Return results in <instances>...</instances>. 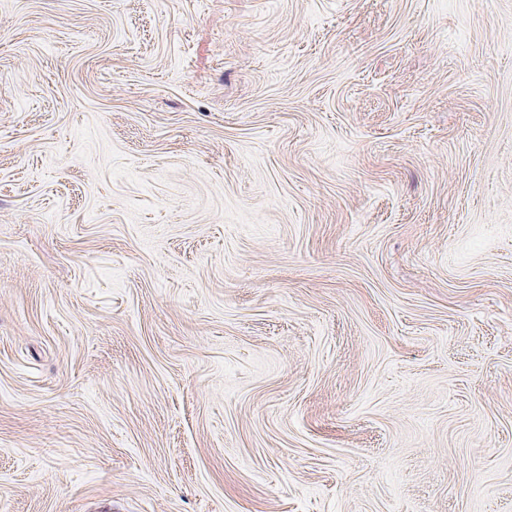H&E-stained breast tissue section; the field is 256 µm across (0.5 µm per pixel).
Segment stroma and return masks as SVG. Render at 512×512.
Returning a JSON list of instances; mask_svg holds the SVG:
<instances>
[{
    "mask_svg": "<svg viewBox=\"0 0 512 512\" xmlns=\"http://www.w3.org/2000/svg\"><path fill=\"white\" fill-rule=\"evenodd\" d=\"M0 512H512V0H0Z\"/></svg>",
    "mask_w": 512,
    "mask_h": 512,
    "instance_id": "obj_1",
    "label": "stroma"
}]
</instances>
